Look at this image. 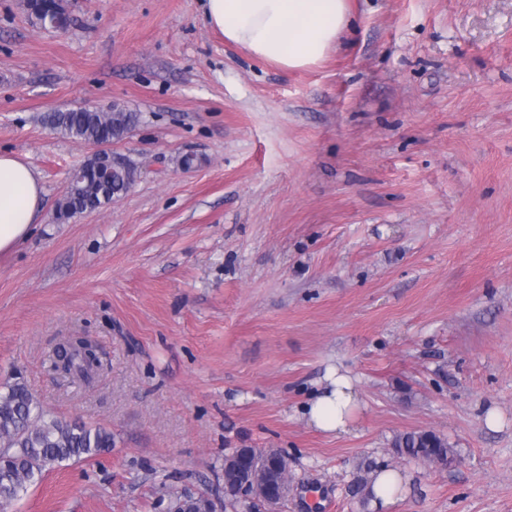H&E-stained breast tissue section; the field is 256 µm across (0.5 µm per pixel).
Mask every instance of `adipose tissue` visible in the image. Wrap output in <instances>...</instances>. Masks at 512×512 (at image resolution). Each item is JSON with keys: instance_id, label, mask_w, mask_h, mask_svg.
I'll return each instance as SVG.
<instances>
[{"instance_id": "ef3b65f1", "label": "adipose tissue", "mask_w": 512, "mask_h": 512, "mask_svg": "<svg viewBox=\"0 0 512 512\" xmlns=\"http://www.w3.org/2000/svg\"><path fill=\"white\" fill-rule=\"evenodd\" d=\"M204 16L226 41L290 71L319 65L352 27L348 0H206ZM43 201L44 188L31 166L0 153V254L29 237ZM357 406L351 377L331 369L306 415L317 430L347 435Z\"/></svg>"}]
</instances>
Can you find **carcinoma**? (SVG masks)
I'll list each match as a JSON object with an SVG mask.
<instances>
[{"label": "carcinoma", "instance_id": "1", "mask_svg": "<svg viewBox=\"0 0 512 512\" xmlns=\"http://www.w3.org/2000/svg\"><path fill=\"white\" fill-rule=\"evenodd\" d=\"M29 14L37 24H48L66 16L63 0H26ZM138 114L118 104L107 109L83 105L50 112L44 122L65 139L97 146L119 141L138 123ZM137 166L127 158L114 163L95 153L85 163L81 178L69 182L58 202L56 219L69 220L87 211L102 209L126 194L135 178ZM88 383L101 365L97 350L81 337L57 348L53 366ZM0 392V509L18 500L27 486L63 461H81L97 457L112 447V432L76 421H67L43 409L28 386L17 379ZM392 448L399 456L428 462L451 457L448 441L431 431H411L396 436ZM288 457L276 455V466L257 465L247 449L236 448L224 456V497L231 505L240 504L236 479L241 472L258 478L259 494L265 495L269 484L288 485ZM202 496L177 498L173 512H205Z\"/></svg>", "mask_w": 512, "mask_h": 512}]
</instances>
